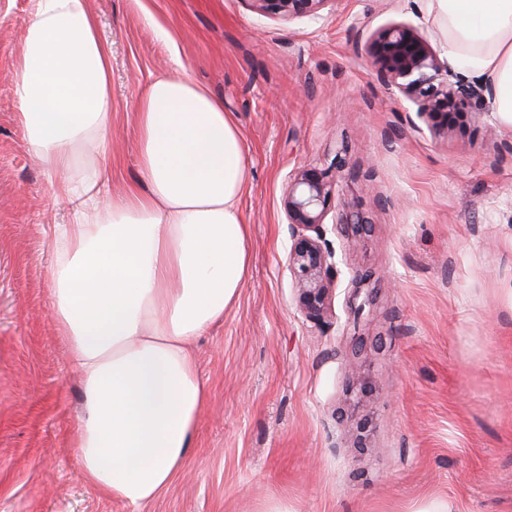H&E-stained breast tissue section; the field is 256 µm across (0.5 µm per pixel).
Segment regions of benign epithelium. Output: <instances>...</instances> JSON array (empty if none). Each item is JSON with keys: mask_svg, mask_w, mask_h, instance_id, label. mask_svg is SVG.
Segmentation results:
<instances>
[{"mask_svg": "<svg viewBox=\"0 0 512 512\" xmlns=\"http://www.w3.org/2000/svg\"><path fill=\"white\" fill-rule=\"evenodd\" d=\"M256 9L281 18L318 17L329 0H252ZM381 79L390 83L432 121V128L455 124L476 108L481 90L460 80H449L451 69L440 63L430 44L403 24L382 30L366 46ZM344 206L337 183L313 167H302L288 177L284 214L292 242L288 267L296 278V299L305 317L322 322L336 281L335 253L326 242L327 217Z\"/></svg>", "mask_w": 512, "mask_h": 512, "instance_id": "obj_1", "label": "benign epithelium"}]
</instances>
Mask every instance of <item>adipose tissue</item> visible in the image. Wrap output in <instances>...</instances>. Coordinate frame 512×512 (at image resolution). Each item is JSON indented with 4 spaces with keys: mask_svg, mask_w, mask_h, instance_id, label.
Returning <instances> with one entry per match:
<instances>
[{
    "mask_svg": "<svg viewBox=\"0 0 512 512\" xmlns=\"http://www.w3.org/2000/svg\"><path fill=\"white\" fill-rule=\"evenodd\" d=\"M461 75L512 131V0H423ZM111 53L89 0H33L12 82L29 151L68 221L51 228L53 323L84 391L79 475L140 505L183 469L207 394L192 345L249 263L246 151L223 103L184 74L139 96L138 174L109 193Z\"/></svg>",
    "mask_w": 512,
    "mask_h": 512,
    "instance_id": "obj_1",
    "label": "adipose tissue"
}]
</instances>
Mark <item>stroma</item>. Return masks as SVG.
Masks as SVG:
<instances>
[{"label":"stroma","instance_id":"obj_1","mask_svg":"<svg viewBox=\"0 0 512 512\" xmlns=\"http://www.w3.org/2000/svg\"><path fill=\"white\" fill-rule=\"evenodd\" d=\"M89 4L111 50L113 191L136 177L141 90L187 74L247 148L250 265L194 345L208 399L186 465L140 507L103 497L78 474L83 389L52 322L51 227L67 207L10 80L31 4L0 0V512H512V132L485 100L431 134L365 58L404 23L448 63L420 0H327L316 20L251 0ZM340 162L367 226L327 232L336 295L316 324L296 304L283 198L297 168Z\"/></svg>","mask_w":512,"mask_h":512}]
</instances>
